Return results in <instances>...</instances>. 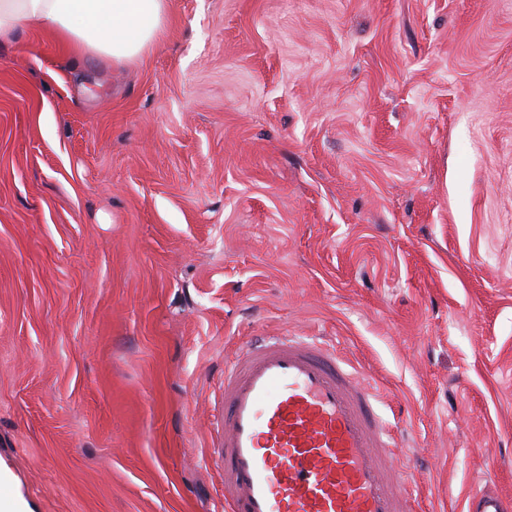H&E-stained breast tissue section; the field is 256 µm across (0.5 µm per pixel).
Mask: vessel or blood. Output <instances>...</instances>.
I'll use <instances>...</instances> for the list:
<instances>
[{
    "label": "vessel or blood",
    "mask_w": 512,
    "mask_h": 512,
    "mask_svg": "<svg viewBox=\"0 0 512 512\" xmlns=\"http://www.w3.org/2000/svg\"><path fill=\"white\" fill-rule=\"evenodd\" d=\"M373 387L334 346L269 336L224 367L213 459L231 512H405ZM471 512H512L495 490Z\"/></svg>",
    "instance_id": "obj_1"
}]
</instances>
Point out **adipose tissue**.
Segmentation results:
<instances>
[{
	"mask_svg": "<svg viewBox=\"0 0 512 512\" xmlns=\"http://www.w3.org/2000/svg\"><path fill=\"white\" fill-rule=\"evenodd\" d=\"M168 0H0V37L36 25L74 57L120 66L141 59L165 30Z\"/></svg>",
	"mask_w": 512,
	"mask_h": 512,
	"instance_id": "ef3b65f1",
	"label": "adipose tissue"
}]
</instances>
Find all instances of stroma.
<instances>
[{"mask_svg": "<svg viewBox=\"0 0 512 512\" xmlns=\"http://www.w3.org/2000/svg\"><path fill=\"white\" fill-rule=\"evenodd\" d=\"M127 67L0 39V463L225 512L224 364L353 358L417 512L512 497V0H169Z\"/></svg>", "mask_w": 512, "mask_h": 512, "instance_id": "stroma-1", "label": "stroma"}]
</instances>
